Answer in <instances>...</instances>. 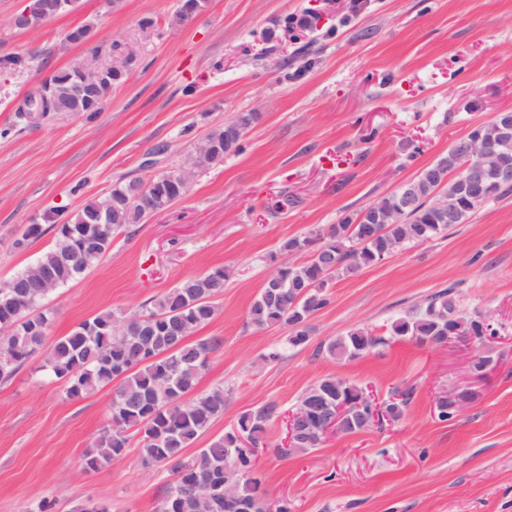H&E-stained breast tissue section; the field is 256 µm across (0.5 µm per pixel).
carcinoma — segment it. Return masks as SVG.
Instances as JSON below:
<instances>
[{
  "label": "carcinoma",
  "instance_id": "obj_1",
  "mask_svg": "<svg viewBox=\"0 0 512 512\" xmlns=\"http://www.w3.org/2000/svg\"><path fill=\"white\" fill-rule=\"evenodd\" d=\"M316 18L308 11L288 17V27L314 29ZM33 56L8 54L0 57V70L21 73ZM80 83L75 67L55 72L39 89L41 107L48 119L59 117L56 102L69 96ZM122 83L117 74L103 76L86 97L70 100L73 113H95ZM28 113L17 108L14 120L0 129V138L29 126ZM226 128H217L194 144L187 162L164 171L146 182H118L100 199L85 204L71 216L50 218L55 228L52 246L31 265L0 284V380L8 381L42 355L38 369L64 387L67 397L81 398L112 387L111 423L104 426L82 456L84 469L98 471L127 455L133 438H138L139 468L147 473L168 470L170 479L163 489L158 512H230L224 499L230 494L246 512H267L262 479L255 473L252 449L265 446L267 427L281 415L269 402L240 413L230 429L211 439L193 455L187 450L224 416V386L197 392L199 379L210 354L219 347L216 340L192 341L190 337L209 323L217 311L216 299L224 292L229 273L222 267L180 281L154 296L140 310H109L78 324L70 333L52 343L33 328L51 325L47 306L55 288L44 287L52 276L56 288L80 278L111 248L114 237L130 226L162 211L182 199L188 187L182 175L193 174L224 160L240 149V142H228ZM466 162L458 146L448 150L436 164L456 175ZM411 204L400 222L376 224L377 214L392 213L400 192L385 195L328 230L296 236L280 243L278 252L288 257L280 281L266 282L253 300L248 316L258 329L281 327L293 348L307 343L306 323L311 315L329 304L333 282L364 267L381 262L408 243L432 240L453 228L444 224L428 199L432 188L416 177L412 180ZM512 193L511 187H494L461 199L458 223H465L481 205ZM85 227L96 235L94 247L79 250L71 234ZM306 255L303 261L294 256ZM474 328L480 335V321L461 313L453 289H443L426 299L418 309L395 320L390 333L409 337L421 345L448 338V325ZM384 339L359 328L330 339L322 351L332 359L353 360L367 355ZM362 387L335 375L310 385L297 406L307 407L303 431L297 433L289 454H307L322 446L321 420L336 410V399L348 402L339 418L344 434L368 429L364 414L351 405ZM411 393L388 403L387 414L403 417Z\"/></svg>",
  "mask_w": 512,
  "mask_h": 512
}]
</instances>
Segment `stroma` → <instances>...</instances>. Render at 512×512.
Masks as SVG:
<instances>
[{"instance_id":"stroma-1","label":"stroma","mask_w":512,"mask_h":512,"mask_svg":"<svg viewBox=\"0 0 512 512\" xmlns=\"http://www.w3.org/2000/svg\"><path fill=\"white\" fill-rule=\"evenodd\" d=\"M179 0H76L40 30L12 25L24 0H0V55H34L22 75L0 73V128L54 72L81 61L68 33L93 26L111 62L125 45L138 61L94 117L69 116L0 139V282L33 262L55 230L25 250L12 243L52 213L74 214L114 183L179 166L191 146L243 113L254 121L239 152L200 171L186 195L115 236L80 279L50 298V338L105 310L138 309L179 281L230 273L218 312L196 339H218L198 388L223 385L229 429L244 410L294 408L336 375L380 400L411 391L396 422L330 436L284 458L272 423L259 461L269 498L288 512H512V194L467 223L336 280L308 320V342L250 324L249 307L277 266L281 241L353 216L447 154L474 126L512 111V0H323L325 21L290 37L288 16L312 0H205L171 22ZM453 289L459 309L501 336L494 363L474 376L476 346H420L390 337L392 322ZM364 327L387 345L351 361L321 343ZM279 359H270L273 350ZM474 398L440 420L450 384ZM111 389L67 398L25 366L0 381V512H70L91 499L110 512H156L167 471L142 472L135 454L96 472L81 463L109 419Z\"/></svg>"}]
</instances>
